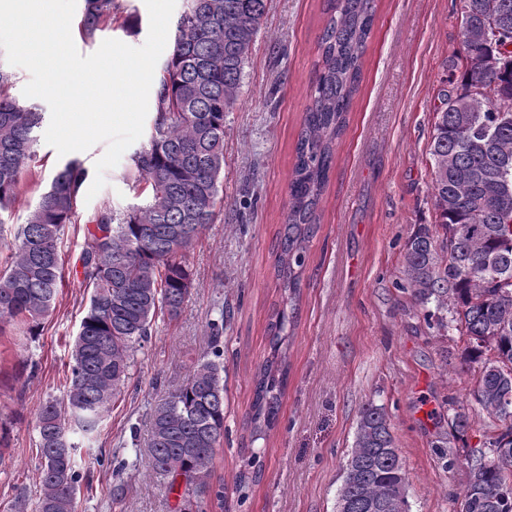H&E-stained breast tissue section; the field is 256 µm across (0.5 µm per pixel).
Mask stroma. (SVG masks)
<instances>
[{
	"label": "stroma",
	"instance_id": "1",
	"mask_svg": "<svg viewBox=\"0 0 512 512\" xmlns=\"http://www.w3.org/2000/svg\"><path fill=\"white\" fill-rule=\"evenodd\" d=\"M116 3L92 39H76L81 54L107 39L145 43L144 0ZM325 8L326 0H268L238 99L224 119L221 211L187 255L195 286L180 314L158 320L136 352L99 432L79 442L77 466L89 479L81 489L83 512H182L189 500L184 487L168 490L148 465V418L207 351V325L217 320L224 323V441L213 480L223 484L226 498L220 506L208 503L206 512H336L359 409L367 402L389 416L412 512L460 510L466 460L482 449L490 420L472 398L475 373L459 363L457 332L428 325L425 308L403 289L405 242L418 225L435 221L429 145L437 94L460 47L455 0H375L361 82L307 251L279 423L258 440L247 423L281 296L274 246ZM35 150L10 212L13 225L25 223L67 163L94 172L106 146L61 156L40 139ZM128 162L121 157L107 170L92 200H79V222L65 225L64 279L39 336H24L16 325L0 335V424L8 430L7 443H0V512H14L20 494L40 492L34 415L68 386L72 342L88 298L79 257L89 220L99 210L142 201L125 176ZM452 397L473 418L462 436L448 422ZM254 451L262 464L256 482L247 464ZM118 460L129 461L130 469L116 472Z\"/></svg>",
	"mask_w": 512,
	"mask_h": 512
}]
</instances>
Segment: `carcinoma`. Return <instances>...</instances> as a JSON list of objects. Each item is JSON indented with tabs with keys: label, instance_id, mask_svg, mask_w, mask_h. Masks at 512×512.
I'll list each match as a JSON object with an SVG mask.
<instances>
[{
	"label": "carcinoma",
	"instance_id": "cac0c4a2",
	"mask_svg": "<svg viewBox=\"0 0 512 512\" xmlns=\"http://www.w3.org/2000/svg\"><path fill=\"white\" fill-rule=\"evenodd\" d=\"M114 9L115 0H85L82 36L92 37ZM266 11L267 0H187L177 19L148 143L127 166L126 177L144 201L125 211L102 209L92 219L95 231L80 257L89 297L71 351L66 400L49 398L37 413L41 494L18 500L16 512H80L78 447L70 431H97L155 320L177 316L194 286L186 254L221 208L224 114L237 101ZM459 13L483 25L498 21L506 31L497 40L466 41L453 54L430 144L439 231L420 225L407 239L404 289L424 306L450 309L449 321L439 325L466 337L461 359L477 365L473 397L499 422L485 450L468 461L460 512H512V411L501 407L505 396L512 397V209H503L498 199L502 186L512 189V0H459ZM326 14L278 234L275 275L282 307L269 323L270 356L255 375L249 423L256 440L279 419L288 376L282 346L300 299L336 141L361 80L374 0H327ZM482 54L497 56L495 70L472 66ZM41 122L42 113L11 97L0 72V227L35 155ZM85 177L80 165H65L14 233L9 261L0 270V332L20 319L24 335L35 336L49 314L64 278L62 229L79 221ZM207 328L209 351L152 408L148 447L153 471L171 478L169 489L182 482L198 500H214L222 509L224 485L211 477L224 440V322ZM338 499L348 504L347 512H410L406 471L381 406L368 402L359 411Z\"/></svg>",
	"mask_w": 512,
	"mask_h": 512
}]
</instances>
